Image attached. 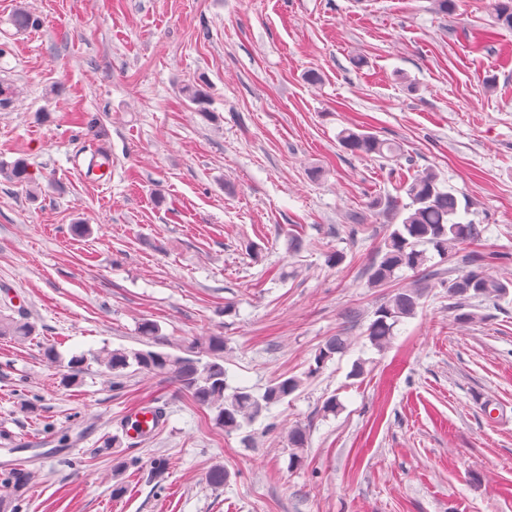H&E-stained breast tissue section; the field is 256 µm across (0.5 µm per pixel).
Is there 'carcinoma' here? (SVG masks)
<instances>
[{
    "label": "carcinoma",
    "instance_id": "cac0c4a2",
    "mask_svg": "<svg viewBox=\"0 0 512 512\" xmlns=\"http://www.w3.org/2000/svg\"><path fill=\"white\" fill-rule=\"evenodd\" d=\"M493 23L497 27L512 29V0H495ZM20 30H31L41 26V20L33 13L20 10L13 18ZM338 139L342 147L358 156L390 159L401 155L399 146L378 138L363 129L344 128ZM8 177L17 184L32 182L27 164L14 162ZM406 198L388 197L384 210L400 218L391 225L377 252L376 259L367 270L369 283L382 286L398 278V272L408 269L418 275L431 273L427 263L431 261L428 251H434L442 260L455 255L459 247L482 235L480 225L469 221H458L459 202L457 196L446 189L435 171L427 169L413 176L404 187ZM512 288V278H497L483 267V259L471 260V269L448 282V297L461 307L477 297L501 298ZM422 282L409 288H399L374 312L366 337L372 348L386 350L393 339L395 327L407 318L416 315L425 297ZM34 332V326L22 319L0 316V338L24 340ZM158 326L149 321L141 323L140 334L143 349L104 347L90 354L74 355L68 362L70 380H75L88 366L96 363L106 375L117 380L123 372L135 366L139 370L161 376L178 386V389L196 404L215 411V425L227 434L241 432L244 439L251 436V428L271 411L299 390L303 379L298 376H283L268 385L264 392L256 394L244 388H232L227 383L224 368L222 336H196L184 348V355L158 352L151 349L157 344ZM351 345L348 336L339 332L328 337L315 355V368L319 369L337 354L345 353ZM307 431L295 426L288 431L289 463L301 461V452L307 444ZM32 479V472L25 469L3 473V484L11 501L20 499Z\"/></svg>",
    "mask_w": 512,
    "mask_h": 512
}]
</instances>
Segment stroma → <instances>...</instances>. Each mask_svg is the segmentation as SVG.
<instances>
[{"label": "stroma", "mask_w": 512, "mask_h": 512, "mask_svg": "<svg viewBox=\"0 0 512 512\" xmlns=\"http://www.w3.org/2000/svg\"><path fill=\"white\" fill-rule=\"evenodd\" d=\"M492 3L0 0V314L35 328L0 339V460L35 474L19 512H512V294L470 300L465 324L448 296L473 256L512 276V30ZM19 6L42 27L16 32ZM353 126L404 159L347 152ZM100 155L111 179L84 182L76 165ZM20 158L26 186L1 173ZM426 168L483 233L435 262L379 352L364 332L391 289L367 269L390 218L370 204ZM146 320L172 354L222 336L231 385L305 383L247 441L143 371L115 384L93 364L67 383L72 355L141 348ZM343 329L350 349L315 369ZM145 404L164 409L159 432L124 437Z\"/></svg>", "instance_id": "35a3bbf8"}]
</instances>
